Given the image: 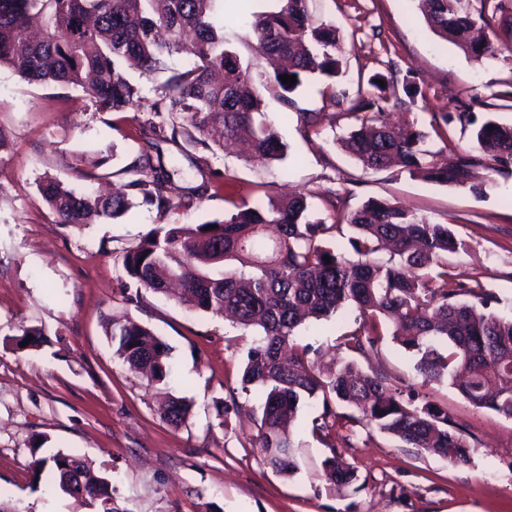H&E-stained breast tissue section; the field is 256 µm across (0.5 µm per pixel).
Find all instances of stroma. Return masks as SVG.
<instances>
[{"mask_svg": "<svg viewBox=\"0 0 512 512\" xmlns=\"http://www.w3.org/2000/svg\"><path fill=\"white\" fill-rule=\"evenodd\" d=\"M275 0H225L224 37L243 61L253 59L254 21ZM312 18L336 24L343 76L334 97L318 81L296 93V108L266 98L287 145L279 162L246 160L189 143L160 141L171 170L172 209L135 204L124 216L65 226L42 201L37 184L52 177L78 191L123 189L142 142L129 112L96 111L81 88L36 85L0 68V498L19 512H94L34 479L33 453L82 457L112 481L121 512H512V421L478 409L448 382L424 384L412 353L384 339L362 369L386 377L404 397L431 402L465 430L471 461H448L403 444L374 427L345 424L323 434L317 402L302 407L292 439L293 475L266 465L258 447V391L242 392L240 367L254 336L162 294L133 303L123 289V254L152 230L223 218L234 202L259 204L265 191L312 194L313 215L330 219L371 199L403 205L448 225L465 246L448 267L483 289L490 309L512 317V166L480 163L484 193L410 176L366 170L341 147L353 125L343 103L368 95L377 72L412 73L421 96L396 85L391 118L430 129L435 114L471 105L478 116L512 123V107L494 106L512 84V35L499 33L496 57L478 62L440 39L418 0H310ZM319 115L318 129L300 115ZM232 187L179 201L202 177ZM353 311L301 329L303 342L329 363L353 358L345 335ZM131 319L171 350L172 372L161 384L131 372L115 353L106 325ZM41 332L36 347L19 346L23 330ZM190 406L174 427L158 408L168 397ZM230 406L228 417L217 409ZM338 451L355 471L348 486L329 484L323 462Z\"/></svg>", "mask_w": 512, "mask_h": 512, "instance_id": "stroma-1", "label": "stroma"}]
</instances>
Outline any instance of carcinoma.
Returning <instances> with one entry per match:
<instances>
[{
	"label": "carcinoma",
	"instance_id": "obj_1",
	"mask_svg": "<svg viewBox=\"0 0 512 512\" xmlns=\"http://www.w3.org/2000/svg\"><path fill=\"white\" fill-rule=\"evenodd\" d=\"M220 0H0V67L7 66L34 84L55 83L82 88L98 112H126L140 99L138 88L124 73L129 61L144 73L165 69V58L184 56L188 64L171 69L164 96L151 108L168 114L169 141L195 143L215 151L227 142L245 140L252 158L280 161L286 144L265 111L268 93L286 106L293 94L317 75L335 83L342 76L340 35L335 24L313 20L309 0H276L275 10L255 25V62L244 63L226 45L224 22L218 20ZM472 11L467 0H422L428 26L457 44L474 59L493 58L491 36L512 34V16L501 4ZM296 76L293 85L280 77ZM382 80L380 86L376 80ZM375 92L352 103L348 114L358 125L345 148L365 169L398 167L411 175L468 188L470 169L483 155L498 165L512 164V125L459 106L434 120L447 125L457 119L473 126L480 155L449 151L445 156L422 148L427 134L415 124L383 120L393 79L375 75ZM143 165L127 191L109 195L77 193L45 178L38 183L42 201L63 225L90 224L124 215L139 197L164 212L172 206L170 181L157 147V126L139 123ZM219 186L206 180L181 202L190 209L196 200ZM308 196L266 195V202L246 201L221 219L203 224H170L143 237L126 251L123 266L143 293L169 292L181 286L190 308L222 316L257 333L241 369V390L261 392L259 448L266 463L292 473V435L287 426L308 401L321 402L318 428L331 430L345 419L375 426L413 448L466 464L470 448L462 429L448 413L430 402L419 407L404 401L376 371L358 370L350 361L324 367L309 358L311 344L298 342L305 319H320L352 308L361 328L346 338L348 350L368 359L378 350L384 322L394 339L414 353V368L425 383L444 379L473 406L512 420V319L459 297H479L458 275L448 271L445 257L463 248L446 224H431L412 211L386 200L372 199L341 220L313 221ZM214 229H208L209 225ZM349 230L352 252L326 246L325 237ZM394 247L393 256H376L378 246ZM330 257L325 263L324 257ZM115 353L133 372L150 382L171 373L170 349L151 330L135 321H112L107 330ZM354 410L336 413V405ZM189 415L180 398L171 399L163 418L179 427ZM35 477L47 471L61 492L77 496L96 512L112 507V483L88 476L77 456L58 451L32 461ZM326 479L348 485L352 467L330 447L324 460Z\"/></svg>",
	"mask_w": 512,
	"mask_h": 512
}]
</instances>
